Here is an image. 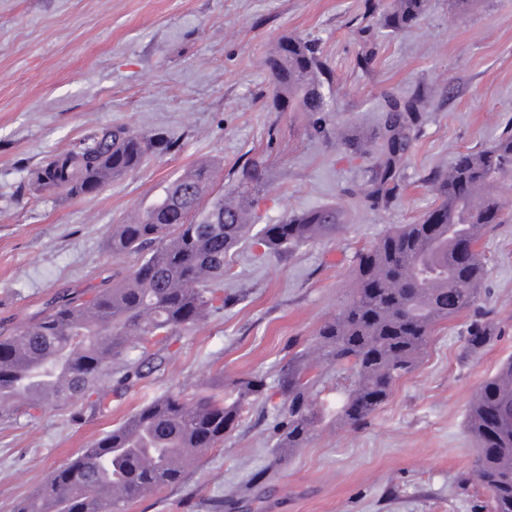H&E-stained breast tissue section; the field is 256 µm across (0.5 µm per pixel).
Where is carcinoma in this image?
<instances>
[{
    "label": "carcinoma",
    "instance_id": "obj_1",
    "mask_svg": "<svg viewBox=\"0 0 512 512\" xmlns=\"http://www.w3.org/2000/svg\"><path fill=\"white\" fill-rule=\"evenodd\" d=\"M428 0H394L384 26L392 33L412 27ZM267 64L273 93L269 107L295 112H334L325 96L327 65L311 41L282 37ZM425 93L393 96L378 127L375 177L362 191L374 206L394 198L398 165L411 147V127L424 111ZM175 142L123 124L101 128L51 155L27 180L35 194L82 195L138 169L149 154L168 153ZM512 173V130L491 145L459 153L431 180L434 206L413 224L386 231L356 255L354 288L336 316L318 330V359L346 366L354 381L340 418L362 425L388 399L394 384L414 371L436 327L480 301L487 276L479 252L497 223L512 222L497 193ZM212 171L199 165L169 183L150 208L112 228L108 248L138 256L118 282L103 278L91 294L61 291L20 323H0V414L25 406L87 402L106 409L164 363L173 336L224 308L229 253L251 227L253 191L261 185L256 163L242 168L227 193L209 195ZM342 221L329 206L293 213L266 224L255 243L285 251L336 235ZM465 246L474 248L459 259ZM491 325H470L468 344L479 351L494 340ZM139 350L137 360L130 358ZM288 372L291 400L277 448H301L313 436L316 413L301 375ZM121 372L112 381V370ZM73 376L83 381L75 396ZM265 396L262 379L235 381L229 393L212 392L189 405L184 392L151 400L103 433L80 455L56 468L35 495L14 512H116L131 502L182 484L190 461L223 444L246 409ZM466 429L477 445L476 466L492 512H512V359L504 362L470 402Z\"/></svg>",
    "mask_w": 512,
    "mask_h": 512
}]
</instances>
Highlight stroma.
I'll list each match as a JSON object with an SVG mask.
<instances>
[{"label": "stroma", "instance_id": "stroma-1", "mask_svg": "<svg viewBox=\"0 0 512 512\" xmlns=\"http://www.w3.org/2000/svg\"><path fill=\"white\" fill-rule=\"evenodd\" d=\"M390 3L0 0L1 321L28 318L59 289L88 291L125 273L135 259L108 249L113 225L202 162L218 169L217 191L230 189L244 165L261 163L255 228L327 205L344 213L336 237L277 254L249 240L233 250L223 310L175 337L165 367L107 412L75 404L0 418V512H13L48 473L146 401L245 376L263 378L269 401L197 458L184 484L137 499L127 512H209L216 497L224 512H491L466 415L512 358V224L484 240L480 308L437 326L419 365L365 425L338 418L351 372L320 365L310 390L313 437L277 457L288 366L346 301L357 252L430 210L435 171L512 128V0H473L463 13L453 0H430L402 34L382 25ZM285 35L317 42L336 111L268 108L267 57ZM417 89L429 106L400 167L397 199L369 206L359 193L374 176L381 108ZM116 124L164 131L176 145L94 193L30 195V171ZM340 126L366 140V154L337 143ZM478 319L496 339L472 353L468 328Z\"/></svg>", "mask_w": 512, "mask_h": 512}]
</instances>
